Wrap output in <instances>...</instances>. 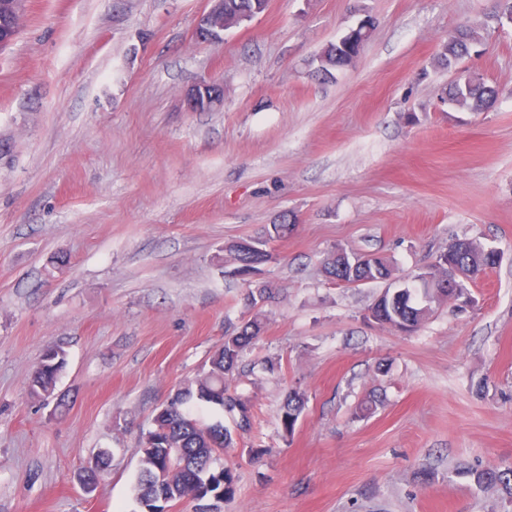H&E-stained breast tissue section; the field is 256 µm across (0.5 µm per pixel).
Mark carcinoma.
<instances>
[{
  "mask_svg": "<svg viewBox=\"0 0 512 512\" xmlns=\"http://www.w3.org/2000/svg\"><path fill=\"white\" fill-rule=\"evenodd\" d=\"M263 13L260 0H224V21L239 23L240 16L253 14V9ZM476 35L466 28L457 30L448 36L443 45L439 59L446 68L456 66L459 60L470 54L478 44ZM359 51V42L345 34L336 42L329 44L316 58L317 70L329 73L341 70L352 63L353 55ZM497 100V91L487 85L482 77L475 73H462L448 90V105L466 108L473 112L486 111L493 107ZM293 230L291 224H271L266 230L265 238L258 239L259 246L265 248L271 240L288 236ZM229 254L236 264L235 272L254 267L262 259L268 260L270 253H257L244 249L239 245H231ZM363 264L360 275L367 281H387L394 276V266L385 257L365 255L340 249L323 267L325 276L332 282L344 274L346 265L354 261ZM499 256L488 250V246L478 239H456L448 244V248L439 252L433 262L428 265L433 279L432 288H387L368 308L376 318L377 324L397 330L403 324L408 330L417 331L426 322L434 308L449 301L458 302L462 298L472 296L468 283L488 270L496 267ZM456 278L460 283L459 293L448 292L438 288L448 278ZM266 315L256 312L232 332L224 336V344L209 358L208 369L203 374L186 381L178 388L170 402L158 411L151 427L142 433L140 440V472L134 487L135 497L141 506H148L152 496V481L161 470L167 473L166 493L173 502L184 499L199 500V489L203 482L190 476V473L205 471L210 475L209 483L213 490L222 491L228 499L235 495L236 476L229 467L214 468L224 449L234 445L232 430L221 422L207 426L201 425L185 405L197 400L212 409L228 414L235 429L247 431L252 425L250 400L232 386L239 374L242 358L263 333ZM58 367L44 365L35 370V385L32 391L41 397L50 398L54 395ZM306 404V395L299 389H291L280 406L279 422L283 432L292 434L302 415ZM165 441L171 448L183 449V456L176 460L158 448V442ZM108 467V458L100 454L94 464L81 474L86 485L97 484L101 474ZM475 485L481 489L503 486L512 494V468L497 467L474 468L465 470Z\"/></svg>",
  "mask_w": 512,
  "mask_h": 512,
  "instance_id": "cac0c4a2",
  "label": "carcinoma"
}]
</instances>
